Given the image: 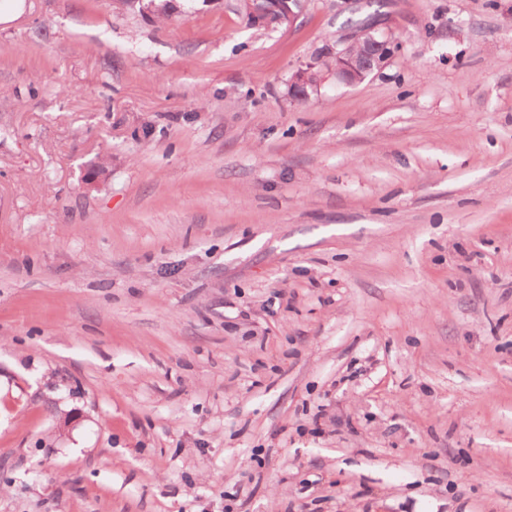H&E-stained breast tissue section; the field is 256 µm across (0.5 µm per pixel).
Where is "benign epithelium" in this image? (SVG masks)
<instances>
[{"instance_id":"1","label":"benign epithelium","mask_w":512,"mask_h":512,"mask_svg":"<svg viewBox=\"0 0 512 512\" xmlns=\"http://www.w3.org/2000/svg\"><path fill=\"white\" fill-rule=\"evenodd\" d=\"M300 0H246L248 12L256 26L270 28V16H276L275 29H290L298 18L300 11L296 10ZM391 38L377 35L372 29H355L348 36L336 39V42L325 49L326 57L334 60L328 69L319 68V60L314 59L305 66L297 69L289 81L288 93L295 100H305L310 93L330 77L350 83L352 75L362 72L372 74L365 64L363 56L367 48H375L381 43H388Z\"/></svg>"}]
</instances>
